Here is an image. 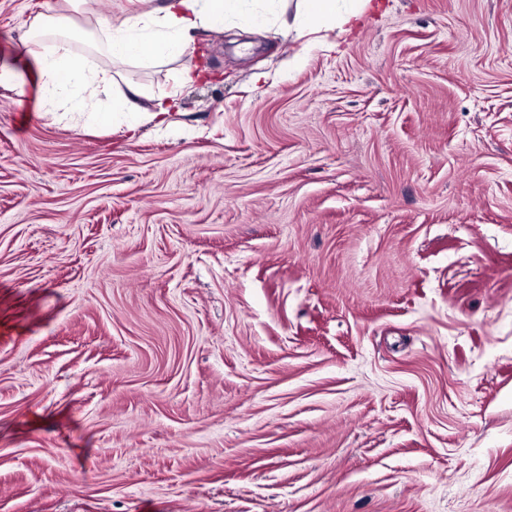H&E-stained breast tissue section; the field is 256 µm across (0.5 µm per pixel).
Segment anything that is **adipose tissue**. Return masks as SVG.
I'll use <instances>...</instances> for the list:
<instances>
[{
	"label": "adipose tissue",
	"mask_w": 512,
	"mask_h": 512,
	"mask_svg": "<svg viewBox=\"0 0 512 512\" xmlns=\"http://www.w3.org/2000/svg\"><path fill=\"white\" fill-rule=\"evenodd\" d=\"M269 12L275 13L281 26L310 29L331 22L341 26L354 24L362 8L371 0H361V8L342 9L340 0H303L301 11L287 16L280 0H265ZM94 0H48L44 13L26 24V42L30 63L40 81L29 88L17 70L0 68V81H6L18 96L35 92L39 99L60 102L67 112L79 117L91 111L101 85L113 83L112 73L91 68L86 56L76 53L75 42L92 44L110 60L137 61L156 66L187 55L201 32L220 30L231 13H246V0H160L149 10L133 12L115 20L95 15ZM85 15V23L75 22V14ZM140 86L126 84L112 102L116 112L135 113L156 127L167 124L175 108L174 98L161 97L144 106Z\"/></svg>",
	"instance_id": "1"
}]
</instances>
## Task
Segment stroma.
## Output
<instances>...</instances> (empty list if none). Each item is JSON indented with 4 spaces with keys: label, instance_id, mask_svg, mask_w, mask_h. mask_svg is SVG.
Segmentation results:
<instances>
[{
    "label": "stroma",
    "instance_id": "stroma-1",
    "mask_svg": "<svg viewBox=\"0 0 512 512\" xmlns=\"http://www.w3.org/2000/svg\"><path fill=\"white\" fill-rule=\"evenodd\" d=\"M372 2L163 129L0 85V512H512V0Z\"/></svg>",
    "mask_w": 512,
    "mask_h": 512
}]
</instances>
